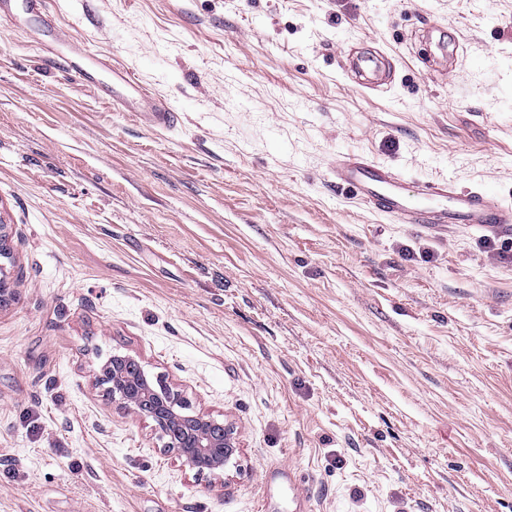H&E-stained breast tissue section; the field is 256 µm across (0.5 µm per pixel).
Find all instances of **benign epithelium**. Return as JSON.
<instances>
[{
	"mask_svg": "<svg viewBox=\"0 0 512 512\" xmlns=\"http://www.w3.org/2000/svg\"><path fill=\"white\" fill-rule=\"evenodd\" d=\"M101 380L114 402L151 419L162 432L164 447L199 471H223L237 452L226 424L190 412L181 392L158 378L151 380L131 356L115 355L101 367Z\"/></svg>",
	"mask_w": 512,
	"mask_h": 512,
	"instance_id": "obj_1",
	"label": "benign epithelium"
}]
</instances>
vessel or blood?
Masks as SVG:
<instances>
[{"instance_id": "1", "label": "vessel or blood", "mask_w": 512, "mask_h": 512, "mask_svg": "<svg viewBox=\"0 0 512 512\" xmlns=\"http://www.w3.org/2000/svg\"><path fill=\"white\" fill-rule=\"evenodd\" d=\"M0 17L37 32L45 48L44 59L93 92L137 113L148 126H176L177 113L162 101L143 96L131 71L109 69L85 48L60 49L47 0H0ZM332 172L338 187L351 192L371 210L394 217L399 223L426 229L462 224L496 235L512 233V204L492 193L462 189L456 181L446 178L410 186L391 167L360 155L338 158Z\"/></svg>"}]
</instances>
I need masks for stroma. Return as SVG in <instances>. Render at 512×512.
Instances as JSON below:
<instances>
[{
	"label": "stroma",
	"mask_w": 512,
	"mask_h": 512,
	"mask_svg": "<svg viewBox=\"0 0 512 512\" xmlns=\"http://www.w3.org/2000/svg\"><path fill=\"white\" fill-rule=\"evenodd\" d=\"M152 128L0 18V512H512V254L336 187L339 155L512 202V0H51ZM453 57L427 58L429 30ZM354 51L395 67L355 83ZM136 357L234 430L200 473L106 398Z\"/></svg>",
	"instance_id": "1"
}]
</instances>
